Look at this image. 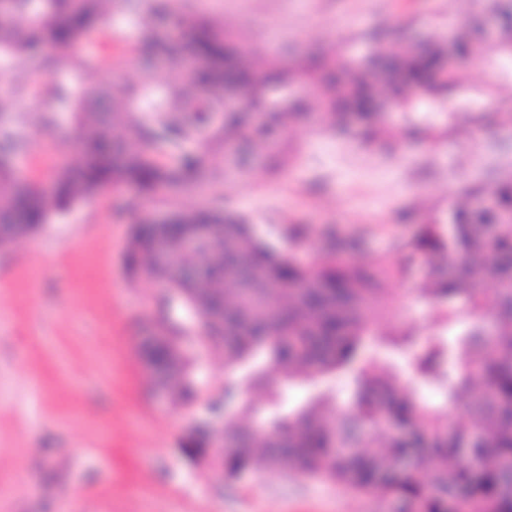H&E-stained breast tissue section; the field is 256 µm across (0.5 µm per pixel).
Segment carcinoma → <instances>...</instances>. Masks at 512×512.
<instances>
[{"label":"carcinoma","instance_id":"carcinoma-1","mask_svg":"<svg viewBox=\"0 0 512 512\" xmlns=\"http://www.w3.org/2000/svg\"><path fill=\"white\" fill-rule=\"evenodd\" d=\"M103 0H0V61L16 55L49 74L53 95L44 124L69 107L80 159L49 187L23 177L15 165L26 135L13 123L15 103L0 97V245L34 233L51 216L113 185L127 184L153 199L214 181L211 158L252 142L270 157L283 155L280 127L304 109L288 100L252 115L227 103L261 108L273 90L303 80L323 115L367 143H388L380 105L397 103L416 132L434 128L418 114L448 113V127L469 111L475 94L456 79L448 47L428 42L397 54L340 60L319 54L300 66L248 63L244 40L189 0H111L112 14L130 22L148 70L162 58L178 82L149 76L72 90L59 58L98 30ZM449 42L470 58L463 31ZM476 195L492 207H471ZM454 221L421 224L395 253L356 262L357 238L333 227L321 232L323 255L309 264L262 241L248 220L219 208L175 212L164 223L132 227L126 256L131 275L149 273L182 293L208 337L224 342V361L246 370L251 388L267 391L257 406L234 386L224 388V477L276 471L378 492L406 512H512V176L467 187ZM418 259L445 306L444 333L419 342L412 327L373 336V325L396 301L388 285ZM494 285L488 294L483 284ZM168 394L187 406L196 391L193 358L166 345L141 351ZM277 371L290 386L314 393L291 403L274 386ZM350 381L348 402L329 384ZM433 389L428 400L417 382ZM415 454L413 465L405 459Z\"/></svg>","mask_w":512,"mask_h":512}]
</instances>
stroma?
I'll return each mask as SVG.
<instances>
[{
    "instance_id": "35a3bbf8",
    "label": "stroma",
    "mask_w": 512,
    "mask_h": 512,
    "mask_svg": "<svg viewBox=\"0 0 512 512\" xmlns=\"http://www.w3.org/2000/svg\"><path fill=\"white\" fill-rule=\"evenodd\" d=\"M226 29L250 43L255 65L279 58L293 65L314 52L360 58L374 48L398 52L427 39L446 43L448 24L479 28L490 13L486 0H203ZM382 35L380 45L363 39ZM494 38L475 58L455 64L470 88H493L492 120L472 113L449 122L431 113V136L412 134L401 113L388 114L391 147L317 121L318 101L307 116L290 120L282 138L288 170L275 176L259 151L239 146L243 175L229 177L207 196L169 194L140 201L126 185L74 204L34 234L0 247V512H390L375 494H357L293 473L220 478L209 460H194L182 442L194 422L206 419L212 400L238 369L225 365L218 345L195 350L198 399L190 407L156 399L140 368L139 340L159 322L190 327L191 312L148 273L124 268L132 224L165 217L210 201L241 214L257 234L287 249L286 227H310L295 257L316 260L319 229L360 235V259L392 251L417 225L447 222L460 191L512 174V59ZM76 52L110 67L114 78L140 74L130 29L112 23L83 40ZM50 89L45 75L24 57L0 66V96H15L29 145L16 164L28 179L49 183L58 162L73 156L66 133L39 114ZM424 268L390 283L397 301L376 325L384 332L412 326L430 334L439 307L420 296Z\"/></svg>"
}]
</instances>
